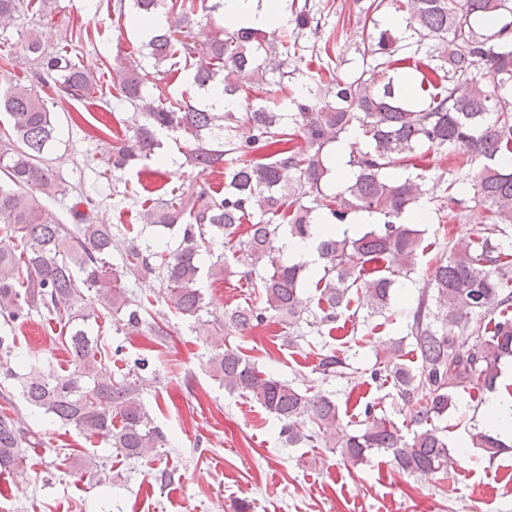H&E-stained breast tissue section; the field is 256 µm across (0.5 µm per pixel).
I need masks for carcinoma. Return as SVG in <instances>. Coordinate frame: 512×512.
<instances>
[{
	"label": "carcinoma",
	"mask_w": 512,
	"mask_h": 512,
	"mask_svg": "<svg viewBox=\"0 0 512 512\" xmlns=\"http://www.w3.org/2000/svg\"><path fill=\"white\" fill-rule=\"evenodd\" d=\"M48 0H0V45L6 32L35 3L48 11ZM130 6L131 18L165 13L168 28L148 41L157 73L175 75L191 70L192 83L205 95L223 87L235 108L216 112L210 104L153 96L149 72L132 57L116 56V100L129 104L141 120L116 137L112 155L99 176L134 168L158 156L161 131L176 135L189 163L203 171L224 175V194L204 187L171 191L144 210L146 224L178 227L181 240L169 251L143 248L134 240L112 233V225L97 216L98 203L81 190L69 206L71 225L51 223L39 196L66 197L45 153L56 135L54 113L40 94L53 89L61 101H86L98 90L97 72L62 47L49 50L36 32L18 34L21 58L31 63L19 82L0 80V328L11 330L33 316L56 322L64 336L60 344L70 355L63 372L36 361L19 371L14 338L0 333V398L25 404L62 425L89 437L108 441L128 459L144 458L169 444L166 435L140 399V386L150 361H135V380L114 379L105 365L112 348L82 327L91 313L78 304L94 300L122 325L160 339L169 335V322L149 321L148 308L129 292L123 278L153 275L160 291L185 317L199 319L207 308L197 288L202 275L222 280L229 274L227 258L219 254L203 267V255L224 251L242 253L247 270L240 278L260 289L259 301L236 307L230 326L246 331L271 313L285 329L298 327L307 303L301 282L315 280L317 324L338 321L349 307L350 291H364L372 313L391 309V289L413 269L423 233L404 217L427 194L417 149L426 145L463 151L466 162L481 160L469 187L454 179L444 190L442 207L456 215L473 202L484 208L492 231L508 236L512 228V100L501 91L512 87V22L491 29L487 18L512 15V0H391L406 15L408 38L416 49L396 57L399 38L378 28L374 15L385 0H369L361 26L366 68L345 81L331 78L335 91L325 88L322 76L309 78L297 89L288 86L289 55L300 49V32L312 27L307 6L293 13L289 24L266 33L211 24L224 12V0H118V11ZM210 23V34L194 33L198 17ZM431 44L426 46L424 41ZM420 77L419 86L433 89L428 105L416 106L386 74L400 62ZM287 97L293 112L281 110ZM358 129L367 149L350 154L353 178L327 198L323 184L332 173L323 154L351 129ZM236 155L237 164L224 166ZM420 170L416 175L390 178L385 170L399 160ZM356 213L377 216L376 227L348 234L334 232ZM245 231H240L242 225ZM313 224L333 231L317 245L320 273L285 257L284 237L306 238ZM120 253L122 266L112 262ZM432 295H423L409 315L419 365L401 361V345L379 363L370 379L392 382L410 423L419 427L406 438L398 425L374 406L364 407V419L353 432L338 430L336 401L325 394H309L293 384L260 371L236 348L226 347L207 360L215 380L230 393L254 399L281 423L279 435L290 445L321 441L339 449L352 465L380 451L396 468L416 475L448 470L451 449L444 428L435 421L458 409L459 391H495L498 364L512 356V241L494 243L489 237L454 245L440 258L431 275ZM498 317L487 318L492 308ZM225 322L214 320L218 330ZM478 338L465 344L464 334ZM343 362L323 354L316 370L323 376L338 373ZM472 447L492 461L512 443L475 428ZM42 442V435L25 428L19 419L0 414V471L27 479L24 449Z\"/></svg>",
	"instance_id": "cac0c4a2"
}]
</instances>
